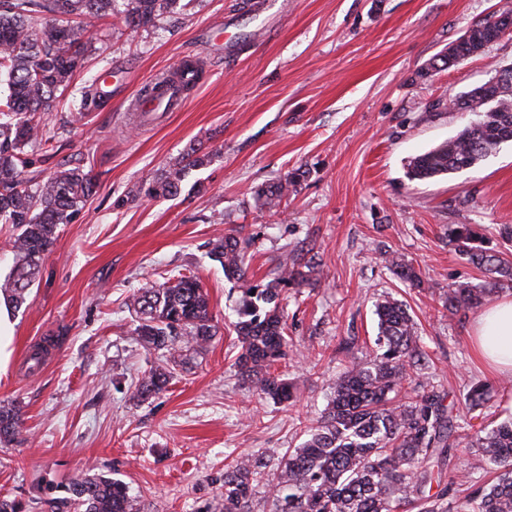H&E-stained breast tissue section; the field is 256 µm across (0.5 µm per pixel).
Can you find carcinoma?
Here are the masks:
<instances>
[{
  "label": "carcinoma",
  "mask_w": 512,
  "mask_h": 512,
  "mask_svg": "<svg viewBox=\"0 0 512 512\" xmlns=\"http://www.w3.org/2000/svg\"><path fill=\"white\" fill-rule=\"evenodd\" d=\"M115 0H0V78L8 94L0 97V222L16 229L14 264L0 283V293L14 307L27 302L42 262L57 238L59 225L93 192L90 173L56 165L46 178L30 171L28 149L45 148L55 139L48 127L50 111L66 98L84 67L96 34L76 22L112 14ZM179 0H122L125 21L133 27L154 23L174 11ZM490 15L469 26L433 57L430 67L445 68L480 53L493 43ZM494 76L448 100V111L469 112L477 119L454 137L412 157L411 181H425L474 167L501 144L512 141V79ZM99 80L85 87L79 115L105 106ZM209 155L193 146L160 176L144 182L150 197H173L190 170L206 165ZM295 171L257 192L260 206L273 208L296 191ZM449 242L489 274L482 288L448 290L443 308L452 316L476 310L512 283V267L500 260L477 224H453ZM247 244L226 234L216 237L212 257L224 276L243 283L235 324L240 350L234 362L238 377L259 395L277 404L293 399V385L272 368L288 356L287 323L280 297L301 288L317 273L312 260L281 264L266 283L247 279ZM415 288L416 268L388 260ZM134 334L161 363L138 380L136 393L148 398L163 391L173 370L189 354L207 350L217 335L208 293L195 276L168 277L132 295ZM376 349L360 359L344 349L342 370L326 408L307 439L288 449L271 466L257 453L241 454L224 465L219 512H252L255 486L267 488L273 512H512V422L491 428L461 424L446 394L433 387L411 386L413 373L427 362L406 306L387 298L376 308ZM489 391L471 387L464 396L470 414L483 409ZM22 441V418L13 405H0V444ZM474 449L471 465L489 466L495 479L463 502L449 499L454 479L447 475L451 452ZM62 497L43 501L44 512H141L139 500L123 482L84 473L59 485Z\"/></svg>",
  "instance_id": "1"
}]
</instances>
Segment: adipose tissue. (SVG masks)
<instances>
[{"label": "adipose tissue", "instance_id": "ef3b65f1", "mask_svg": "<svg viewBox=\"0 0 512 512\" xmlns=\"http://www.w3.org/2000/svg\"><path fill=\"white\" fill-rule=\"evenodd\" d=\"M476 353L499 371H512V300L489 305L476 328Z\"/></svg>", "mask_w": 512, "mask_h": 512}]
</instances>
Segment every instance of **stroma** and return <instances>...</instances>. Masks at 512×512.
<instances>
[{
  "label": "stroma",
  "mask_w": 512,
  "mask_h": 512,
  "mask_svg": "<svg viewBox=\"0 0 512 512\" xmlns=\"http://www.w3.org/2000/svg\"><path fill=\"white\" fill-rule=\"evenodd\" d=\"M505 0H188L150 27L121 13L90 20L99 38L71 94L104 72L112 99L79 119L69 102L49 123L57 164L96 179L93 195L45 257L17 320L13 355L0 374V402L19 406L21 442L0 445V493L48 498L53 485L94 470L127 484L144 512H213L224 465L261 452L280 461L305 437L332 393L340 347L368 355L376 304L407 305L429 364L418 380L462 402L487 383L485 423L512 420V373H494L474 353L478 312L449 316V289L482 285L485 274L448 242L453 224H477L512 260V144L472 168L409 180L408 160L457 134L470 114L449 98L512 64V36L444 70L430 59ZM200 65L180 111L143 124L119 102L125 74L164 73L180 58ZM209 154L173 197L137 189L193 145ZM304 176L280 209L257 206V191L294 170ZM248 242L249 280L271 279L285 256L315 255L309 285L285 290L287 360L277 374L294 385L285 404L261 400L239 380L234 325L240 282L209 256L213 238ZM393 255L420 271L412 288L385 263ZM208 291L219 334L187 358L163 392L142 400L138 376L158 363L133 333L127 308L140 288L176 274ZM45 351L28 372L32 348Z\"/></svg>",
  "instance_id": "1"
}]
</instances>
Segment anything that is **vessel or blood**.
Returning a JSON list of instances; mask_svg holds the SVG:
<instances>
[{
    "mask_svg": "<svg viewBox=\"0 0 512 512\" xmlns=\"http://www.w3.org/2000/svg\"><path fill=\"white\" fill-rule=\"evenodd\" d=\"M196 71L192 62H184L175 71L148 80L142 90L129 99L126 109L148 118L159 112H177L184 104L182 90L195 83Z\"/></svg>",
    "mask_w": 512,
    "mask_h": 512,
    "instance_id": "obj_1",
    "label": "vessel or blood"
}]
</instances>
